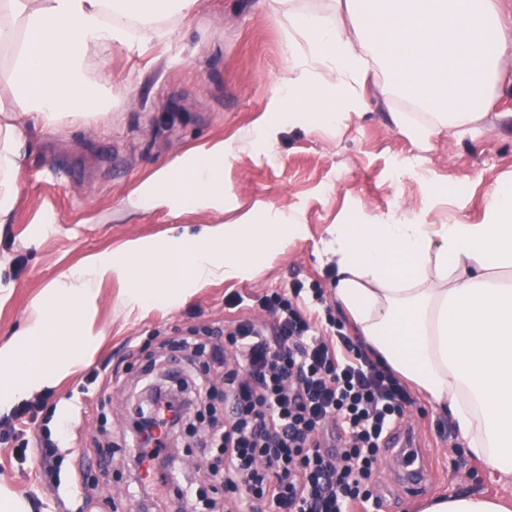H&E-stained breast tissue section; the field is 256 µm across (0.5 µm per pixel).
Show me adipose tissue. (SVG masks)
<instances>
[{"mask_svg": "<svg viewBox=\"0 0 512 512\" xmlns=\"http://www.w3.org/2000/svg\"><path fill=\"white\" fill-rule=\"evenodd\" d=\"M329 13H299L271 0L304 41L289 49L273 80L270 114L238 141L198 147L159 167L136 195L145 212L224 207V164L274 145L283 126L340 127L367 111L368 79L386 96L405 95L422 115L392 112V126L426 146L445 128L484 116L489 90L512 43L496 0H333ZM196 0H0V224L18 201L31 129L52 131L66 117L108 119L109 72L88 73L99 45H139L162 36L164 20ZM303 227L264 207L233 224L165 241H131L87 257L68 281L34 296L20 329L0 345V413L56 386L96 351L104 332L92 312L95 284L129 282L123 305L148 314L176 306L217 279H245ZM337 302L356 336L432 404L447 410L468 451L512 477V186L488 194L482 224H435L357 214L330 230ZM423 512H512L477 494L439 498Z\"/></svg>", "mask_w": 512, "mask_h": 512, "instance_id": "ef3b65f1", "label": "adipose tissue"}]
</instances>
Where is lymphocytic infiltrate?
I'll return each instance as SVG.
<instances>
[{
    "mask_svg": "<svg viewBox=\"0 0 512 512\" xmlns=\"http://www.w3.org/2000/svg\"><path fill=\"white\" fill-rule=\"evenodd\" d=\"M270 318L232 323L224 364V424L211 432L218 448L215 481L234 495L230 512H352L370 502L374 475L390 434L412 402L407 385L373 349L339 331L321 289L275 293ZM186 398L159 397L150 408L151 444L136 464L156 512L169 501L166 444Z\"/></svg>",
    "mask_w": 512,
    "mask_h": 512,
    "instance_id": "1",
    "label": "lymphocytic infiltrate"
}]
</instances>
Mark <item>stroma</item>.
Listing matches in <instances>:
<instances>
[{
	"label": "stroma",
	"instance_id": "1",
	"mask_svg": "<svg viewBox=\"0 0 512 512\" xmlns=\"http://www.w3.org/2000/svg\"><path fill=\"white\" fill-rule=\"evenodd\" d=\"M163 28L164 37L141 48L91 51L90 73L112 75L110 122L66 119L50 133L32 134L12 221L0 224V289L11 291L0 305V341L21 326L40 288L87 256L116 251L127 241L231 224L263 206L295 217L304 232L264 258L251 277L213 282L179 307L143 318L120 309L127 281L99 283L96 323L104 338L89 362L46 392L36 421L24 424L27 463L16 457L15 439L0 437V478L31 501L33 512H140L122 435L151 378L145 367L152 362L164 370L165 343L189 336L228 347L224 328L241 315L227 304L233 295L244 296L256 314L266 295L315 286L337 321H344L326 254L332 225L351 223L358 212L409 219L425 213L437 224H481L488 191L512 182L510 55L492 85L487 115L464 134L442 133L429 149L415 146L388 121L389 108L409 112L412 104L401 97L385 101L370 85L371 111L341 129L287 125L272 148L229 160L223 211L133 213L131 199L158 167L198 145L238 139L262 123L271 80L288 64V21L259 8L257 0H197L189 16H171ZM428 181L439 194L425 192ZM411 396L402 423L419 445L425 490L401 491L397 476L406 459L383 460L376 474L382 504L370 512H417L428 500L457 493L512 497V478L467 455L448 414L419 391ZM223 416L222 402L199 399L179 443L181 465H199L195 486L219 502L224 488L205 471L217 451L202 446L199 433ZM49 441L55 448L48 474L33 460Z\"/></svg>",
	"mask_w": 512,
	"mask_h": 512
}]
</instances>
